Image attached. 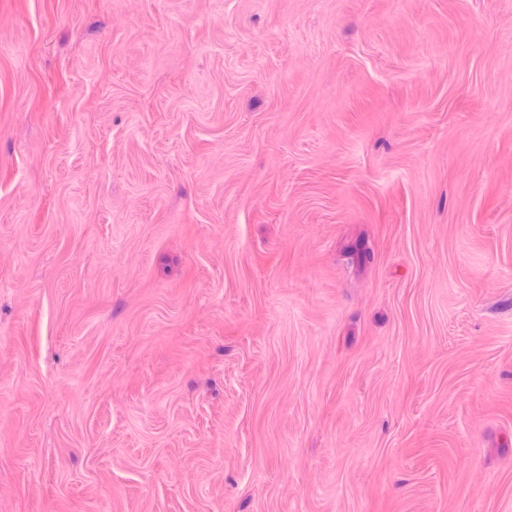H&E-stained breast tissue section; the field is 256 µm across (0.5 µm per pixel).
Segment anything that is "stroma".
<instances>
[{"label": "stroma", "instance_id": "35a3bbf8", "mask_svg": "<svg viewBox=\"0 0 512 512\" xmlns=\"http://www.w3.org/2000/svg\"><path fill=\"white\" fill-rule=\"evenodd\" d=\"M0 512H512V0H0Z\"/></svg>", "mask_w": 512, "mask_h": 512}]
</instances>
